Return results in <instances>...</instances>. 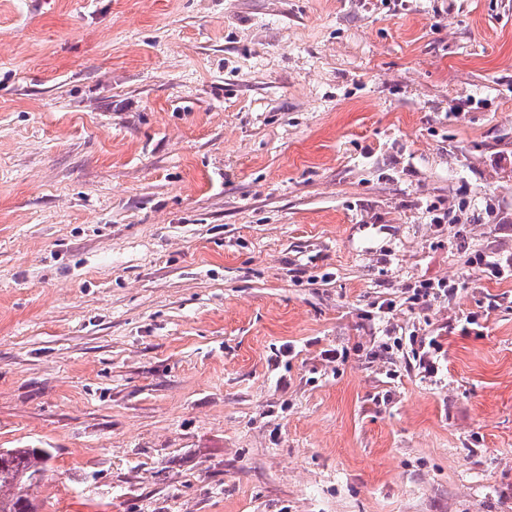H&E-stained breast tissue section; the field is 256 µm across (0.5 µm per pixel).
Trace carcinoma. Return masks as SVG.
<instances>
[{"label":"carcinoma","mask_w":512,"mask_h":512,"mask_svg":"<svg viewBox=\"0 0 512 512\" xmlns=\"http://www.w3.org/2000/svg\"><path fill=\"white\" fill-rule=\"evenodd\" d=\"M0 458V512H38L30 490L51 456L41 448H9Z\"/></svg>","instance_id":"obj_1"}]
</instances>
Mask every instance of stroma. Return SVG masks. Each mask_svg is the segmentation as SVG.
I'll return each instance as SVG.
<instances>
[{"mask_svg": "<svg viewBox=\"0 0 512 512\" xmlns=\"http://www.w3.org/2000/svg\"><path fill=\"white\" fill-rule=\"evenodd\" d=\"M484 255L512 0H0V448L51 453L41 512H512Z\"/></svg>", "mask_w": 512, "mask_h": 512, "instance_id": "obj_1", "label": "stroma"}]
</instances>
